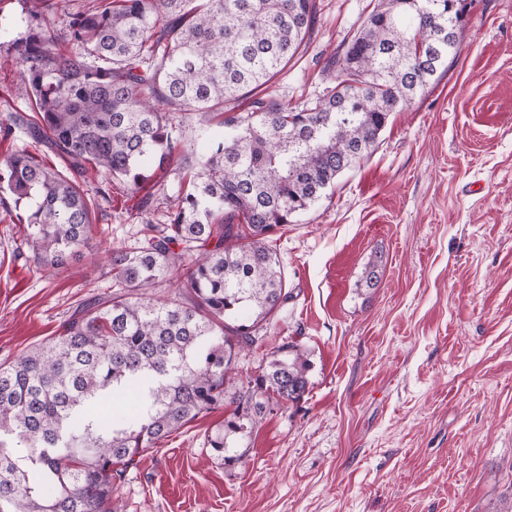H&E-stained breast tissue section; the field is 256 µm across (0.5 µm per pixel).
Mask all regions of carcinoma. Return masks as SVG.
I'll use <instances>...</instances> for the list:
<instances>
[{"label": "carcinoma", "instance_id": "obj_1", "mask_svg": "<svg viewBox=\"0 0 512 512\" xmlns=\"http://www.w3.org/2000/svg\"><path fill=\"white\" fill-rule=\"evenodd\" d=\"M63 0H23L10 41L36 112H8L68 171L27 149L0 162V211L26 225L43 268L65 266L91 231L96 194L134 191L187 152L178 112L222 117L224 135L182 184L162 224L112 251V296L90 297L58 334L0 364V512H114L112 489L155 444L196 418L232 410L208 440L224 465L273 406L300 402L312 362L296 341L233 384L239 356L293 299L269 239L325 197L376 146L391 116L448 71L464 0H377L323 71L333 85L291 107L262 95L314 27L318 0H110L68 15L64 52L51 25ZM453 10H448V3ZM177 296L155 297L172 271ZM133 412L111 408L127 392Z\"/></svg>", "mask_w": 512, "mask_h": 512}]
</instances>
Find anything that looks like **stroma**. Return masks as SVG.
<instances>
[{
  "instance_id": "obj_1",
  "label": "stroma",
  "mask_w": 512,
  "mask_h": 512,
  "mask_svg": "<svg viewBox=\"0 0 512 512\" xmlns=\"http://www.w3.org/2000/svg\"><path fill=\"white\" fill-rule=\"evenodd\" d=\"M370 2L319 0L312 35L270 95L293 106L321 96L327 57ZM17 73L0 49V116L31 109ZM181 130L186 168L224 132L196 112ZM163 180L135 192L113 183L79 256L60 269L17 256L25 227L0 218V363L55 336L89 294H111L110 253L158 221ZM272 246L295 297L241 355L238 379L293 336L313 363L307 394L267 414L232 467L208 445L223 409L173 433L117 482L119 512H507L512 0H467L447 74L394 113L372 155Z\"/></svg>"
}]
</instances>
